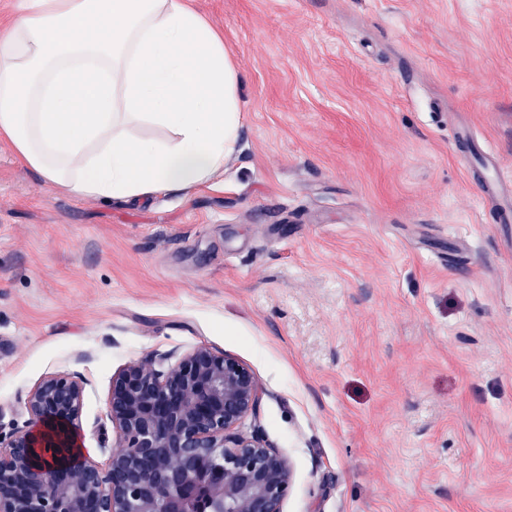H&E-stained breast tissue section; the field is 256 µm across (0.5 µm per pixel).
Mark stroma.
Wrapping results in <instances>:
<instances>
[{
    "mask_svg": "<svg viewBox=\"0 0 512 512\" xmlns=\"http://www.w3.org/2000/svg\"><path fill=\"white\" fill-rule=\"evenodd\" d=\"M239 71L211 186L80 198L0 140V428L44 376L247 364L284 512H512V0H189Z\"/></svg>",
    "mask_w": 512,
    "mask_h": 512,
    "instance_id": "obj_1",
    "label": "stroma"
}]
</instances>
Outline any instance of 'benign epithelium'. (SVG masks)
Here are the masks:
<instances>
[{"instance_id":"1","label":"benign epithelium","mask_w":512,"mask_h":512,"mask_svg":"<svg viewBox=\"0 0 512 512\" xmlns=\"http://www.w3.org/2000/svg\"><path fill=\"white\" fill-rule=\"evenodd\" d=\"M166 361L112 376L104 467L80 438L81 378L43 377L26 425L0 433V512H283L293 468L248 426L263 395L253 370L207 345Z\"/></svg>"}]
</instances>
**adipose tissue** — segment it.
<instances>
[{
	"label": "adipose tissue",
	"instance_id": "1",
	"mask_svg": "<svg viewBox=\"0 0 512 512\" xmlns=\"http://www.w3.org/2000/svg\"><path fill=\"white\" fill-rule=\"evenodd\" d=\"M9 30L0 139L48 183L137 204L206 185L235 151L238 72L187 0H20Z\"/></svg>",
	"mask_w": 512,
	"mask_h": 512
}]
</instances>
